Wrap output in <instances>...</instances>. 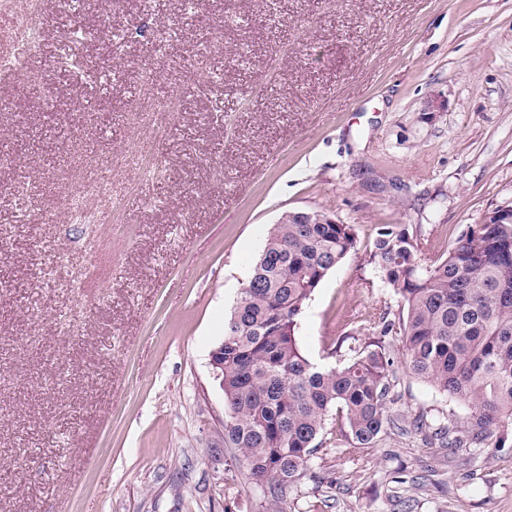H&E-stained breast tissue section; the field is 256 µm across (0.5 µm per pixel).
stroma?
<instances>
[{"label":"stroma","mask_w":512,"mask_h":512,"mask_svg":"<svg viewBox=\"0 0 512 512\" xmlns=\"http://www.w3.org/2000/svg\"><path fill=\"white\" fill-rule=\"evenodd\" d=\"M203 13L216 48L200 77ZM35 24L29 65L58 110L0 112V512H271L245 465L224 477V320L281 215L324 212L357 246L297 342L336 364L343 336L374 340L400 312L370 259L379 227L414 229L435 260L512 202V0H45ZM78 26L117 36L77 46ZM19 181L38 210L16 206ZM94 182L122 201L111 223L66 207ZM386 344L395 421L461 426L466 409ZM339 446L331 417L283 512H512V427L501 448L396 427Z\"/></svg>","instance_id":"35a3bbf8"}]
</instances>
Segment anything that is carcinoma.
Returning <instances> with one entry per match:
<instances>
[{
	"mask_svg": "<svg viewBox=\"0 0 512 512\" xmlns=\"http://www.w3.org/2000/svg\"><path fill=\"white\" fill-rule=\"evenodd\" d=\"M356 246L351 224L280 218L266 239L215 348L224 362V446L268 489L274 512L310 460L331 411L358 454L392 424L394 358L382 341L347 345L342 364L312 363L296 332L306 302ZM371 262L400 297L405 315L381 316L382 337H402L412 375L468 409L454 448L482 445L512 426V223L478 224L448 254L427 259L406 228H379ZM410 427L448 437L417 414Z\"/></svg>",
	"mask_w": 512,
	"mask_h": 512,
	"instance_id": "obj_1",
	"label": "carcinoma"
}]
</instances>
